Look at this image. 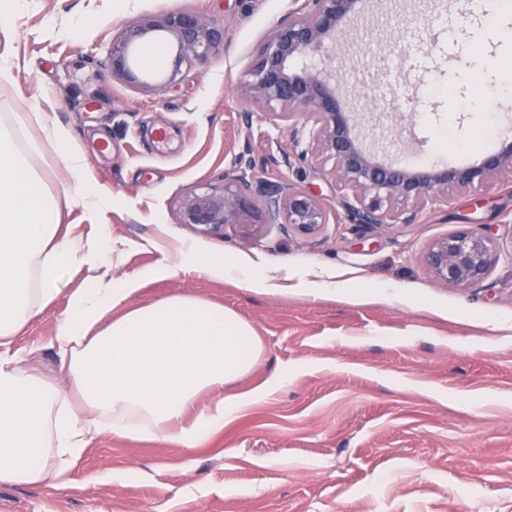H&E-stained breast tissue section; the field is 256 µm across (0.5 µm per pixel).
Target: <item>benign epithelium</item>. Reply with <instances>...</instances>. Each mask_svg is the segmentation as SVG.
Here are the masks:
<instances>
[{
	"label": "benign epithelium",
	"instance_id": "obj_1",
	"mask_svg": "<svg viewBox=\"0 0 512 512\" xmlns=\"http://www.w3.org/2000/svg\"><path fill=\"white\" fill-rule=\"evenodd\" d=\"M360 0H301L288 21L268 34L252 62L239 94L265 120L288 129L290 154L305 160L326 155L335 160L331 176L349 191L329 211L316 195L281 178L224 174L220 189L189 193L180 205V221L203 231L232 227L244 239L278 224L317 238L329 223H341L340 211L355 224H415L427 207L448 201V186L488 185L512 177V145L485 155L471 166H413L385 159L386 150L359 129L355 113L345 110L343 93L329 65L330 50L358 12ZM168 39L175 48L172 70L160 75L141 66L140 46ZM225 30L197 14L171 12L144 16L126 25L112 40V78L134 91L160 94L172 88L182 67L208 60L224 47ZM412 207L400 209L399 202ZM500 258L488 229L461 230L435 239L425 262L438 282L470 288L484 282Z\"/></svg>",
	"mask_w": 512,
	"mask_h": 512
}]
</instances>
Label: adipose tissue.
<instances>
[{"label":"adipose tissue","mask_w":512,"mask_h":512,"mask_svg":"<svg viewBox=\"0 0 512 512\" xmlns=\"http://www.w3.org/2000/svg\"><path fill=\"white\" fill-rule=\"evenodd\" d=\"M45 142L80 186L84 206L103 209L112 194L94 182L85 156L55 113L38 115ZM23 115L0 121V486L51 485L82 459L91 435L203 446L267 390L288 381L275 373L248 394L230 387L249 374L264 346L234 311L196 295H172L129 306L140 286L124 276L82 288L68 300L52 344L62 354L72 408L59 386L33 375L12 345L57 298L63 263L80 256L97 266L110 258L108 235L83 239L61 229L56 197L19 144ZM178 265L215 279L232 278L261 292L276 290L277 272L241 258L204 257L191 242Z\"/></svg>","instance_id":"obj_1"}]
</instances>
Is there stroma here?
<instances>
[{
    "mask_svg": "<svg viewBox=\"0 0 512 512\" xmlns=\"http://www.w3.org/2000/svg\"><path fill=\"white\" fill-rule=\"evenodd\" d=\"M480 0H371L347 22L332 66L348 111L386 148L420 163L472 165L512 145V93L500 91L495 60L512 59L490 32ZM293 0H15L0 22V119L24 112L22 145L39 138L38 110L56 113L112 205L93 212L55 148L34 152L63 223L86 238L108 233L110 262L72 257L56 300L16 337L29 365L60 388L65 370L48 342L70 296L98 280L141 278L130 305L174 294L224 304L264 342L236 385L250 392L279 370L286 385L249 405L202 447L99 435L78 467L53 485L0 487V512H512V180L448 193L419 223L367 228L327 225L317 239L272 224L243 239L181 223L182 199L219 188L227 172L287 148L237 88ZM191 10L224 27L223 50L182 68L162 95L113 80L112 41L143 15ZM173 145L153 144L157 129ZM485 137L473 138L475 129ZM333 161H292L268 171L335 208L343 190ZM489 225L500 258L470 288L434 280L429 244ZM207 256H242L288 270L283 288L179 269L176 241ZM349 298L303 292L328 276ZM390 284L405 295L362 301Z\"/></svg>",
    "mask_w": 512,
    "mask_h": 512,
    "instance_id": "stroma-1",
    "label": "stroma"
}]
</instances>
